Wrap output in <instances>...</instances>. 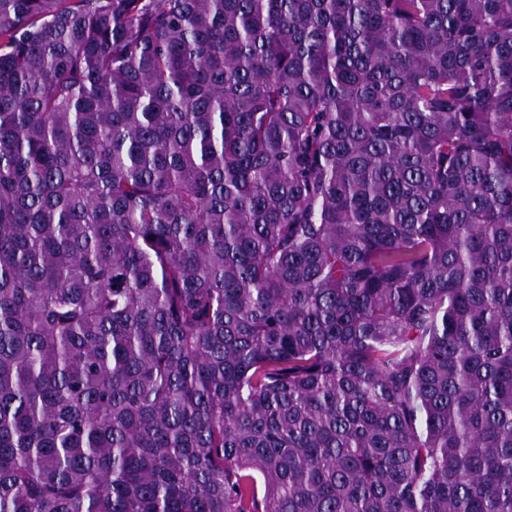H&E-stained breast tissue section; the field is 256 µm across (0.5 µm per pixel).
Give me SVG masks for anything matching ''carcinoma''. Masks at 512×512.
I'll list each match as a JSON object with an SVG mask.
<instances>
[{"mask_svg": "<svg viewBox=\"0 0 512 512\" xmlns=\"http://www.w3.org/2000/svg\"><path fill=\"white\" fill-rule=\"evenodd\" d=\"M0 512H512V0H0Z\"/></svg>", "mask_w": 512, "mask_h": 512, "instance_id": "cac0c4a2", "label": "carcinoma"}]
</instances>
